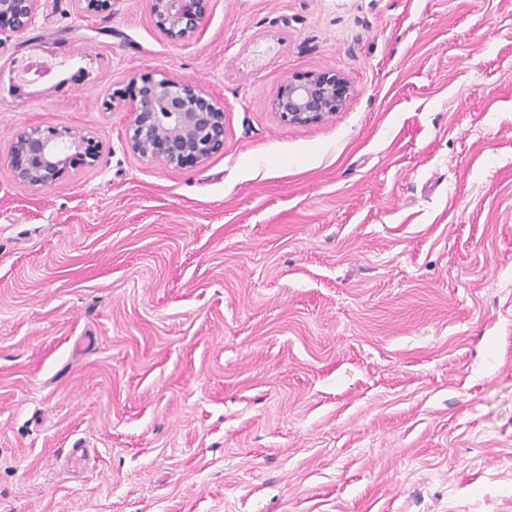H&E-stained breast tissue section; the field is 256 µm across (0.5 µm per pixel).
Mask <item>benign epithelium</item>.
I'll return each mask as SVG.
<instances>
[{
  "instance_id": "obj_1",
  "label": "benign epithelium",
  "mask_w": 512,
  "mask_h": 512,
  "mask_svg": "<svg viewBox=\"0 0 512 512\" xmlns=\"http://www.w3.org/2000/svg\"><path fill=\"white\" fill-rule=\"evenodd\" d=\"M44 0H0V25L26 31ZM155 27L171 41H188L200 32L210 0H148ZM352 94L345 78L333 70L288 77L273 101L279 116L293 124L318 122L346 106ZM130 121L126 139L141 158H162L181 168L201 163L224 150V107L200 85L183 83L166 72L140 78L138 95L125 103ZM45 132L28 126L12 135L11 167L17 181L34 188L51 186L66 169L92 167L98 155L83 134Z\"/></svg>"
}]
</instances>
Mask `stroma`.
<instances>
[{
    "instance_id": "1",
    "label": "stroma",
    "mask_w": 512,
    "mask_h": 512,
    "mask_svg": "<svg viewBox=\"0 0 512 512\" xmlns=\"http://www.w3.org/2000/svg\"><path fill=\"white\" fill-rule=\"evenodd\" d=\"M353 94L297 125L283 80ZM224 106L181 169L105 108ZM95 166L18 183L14 131ZM89 451L72 470L74 442ZM0 512H512V0H48L0 32ZM210 0H148L155 27L171 41H188L200 32ZM126 106L127 144L141 158L161 157L181 168L224 150V107L200 85L157 71L140 78V91ZM351 94V86L341 74L321 70L305 77L286 78L273 107L288 123L308 124L322 121L341 110Z\"/></svg>"
}]
</instances>
